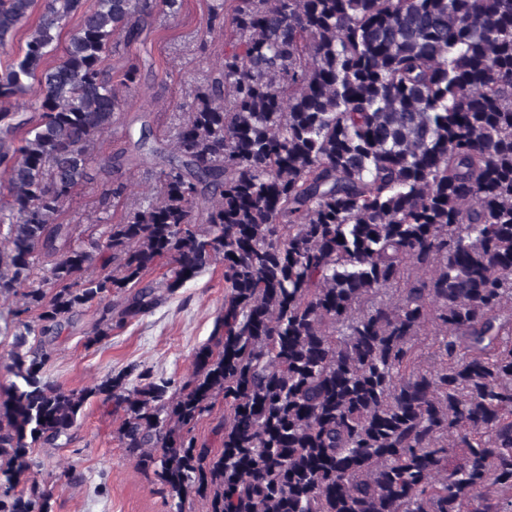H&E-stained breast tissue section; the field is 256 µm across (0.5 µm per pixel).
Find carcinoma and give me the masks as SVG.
<instances>
[{
    "mask_svg": "<svg viewBox=\"0 0 512 512\" xmlns=\"http://www.w3.org/2000/svg\"><path fill=\"white\" fill-rule=\"evenodd\" d=\"M35 4L0 0V46ZM180 7L42 0L0 70V296L21 302L0 512H54L32 454L92 397L177 512H512V0H219L207 32L230 49L168 102L174 138L144 114L99 163L139 92V65L114 85L108 59ZM149 158L156 192L121 221L88 240L55 222L97 174L108 210ZM215 264L224 304L182 383L43 376L80 311L95 344ZM219 396L215 451L191 432Z\"/></svg>",
    "mask_w": 512,
    "mask_h": 512,
    "instance_id": "cac0c4a2",
    "label": "carcinoma"
}]
</instances>
